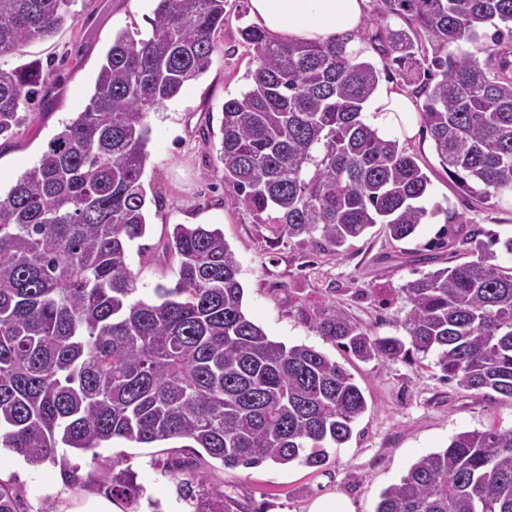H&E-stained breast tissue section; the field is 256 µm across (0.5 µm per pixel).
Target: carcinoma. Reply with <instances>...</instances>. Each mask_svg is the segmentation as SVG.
Masks as SVG:
<instances>
[{"instance_id":"carcinoma-1","label":"carcinoma","mask_w":512,"mask_h":512,"mask_svg":"<svg viewBox=\"0 0 512 512\" xmlns=\"http://www.w3.org/2000/svg\"><path fill=\"white\" fill-rule=\"evenodd\" d=\"M71 2L0 0V55L52 34ZM380 15L404 21L360 38L381 68L349 54L347 37L240 30L254 68L249 89L224 101L218 161L232 200L267 215L280 238L316 237L340 254L376 224L403 240L431 213L463 231L456 210L427 209L417 156L363 119L392 68L423 99L448 178L479 201L512 196V0H381ZM150 25L145 38L116 35L85 109L0 197V445L41 466L61 444L184 439L226 469H320L351 439L363 392L336 361L274 341L246 316L223 231L174 225V286L137 297L127 252L147 232L145 119L209 69L224 0H157ZM50 102L42 62L0 68V138L21 132V109ZM404 292L406 341L369 335L333 302L315 327L362 362L431 355L444 378L512 404V265L484 247ZM110 495L129 504L139 487L119 472ZM17 502L0 482V512ZM374 512H512V429L455 434Z\"/></svg>"}]
</instances>
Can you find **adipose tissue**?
<instances>
[{
	"label": "adipose tissue",
	"instance_id": "1",
	"mask_svg": "<svg viewBox=\"0 0 512 512\" xmlns=\"http://www.w3.org/2000/svg\"><path fill=\"white\" fill-rule=\"evenodd\" d=\"M369 0H249L253 21L271 37L293 42H325L350 35L349 50L361 48L353 35L365 21ZM368 120L384 134L396 132L413 138L420 129L418 111L411 98L395 83L378 86L369 100Z\"/></svg>",
	"mask_w": 512,
	"mask_h": 512
}]
</instances>
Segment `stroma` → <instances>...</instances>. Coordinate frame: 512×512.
<instances>
[{"label": "stroma", "instance_id": "35a3bbf8", "mask_svg": "<svg viewBox=\"0 0 512 512\" xmlns=\"http://www.w3.org/2000/svg\"><path fill=\"white\" fill-rule=\"evenodd\" d=\"M154 9L153 0H74L67 21L51 37L31 42L23 55L0 58L6 69L40 60L51 97L49 107L28 114L23 133L0 145L1 192L37 164L48 141L85 109L116 34L148 35ZM251 23L248 0H224V28L215 37L208 71L148 113L141 182L149 231L130 249L128 263L138 276L139 297L152 299L158 285L176 281V264L164 251L173 226L221 229L240 265L248 317L273 340L305 344L335 360L353 375L367 402L351 439L332 452L323 469L266 463L230 471L211 460L194 468L196 479L223 490L231 512H307L315 498L328 493L346 496L355 512H374L383 489L455 434L512 428V405L442 380L432 357L362 362L316 330V310L332 302L370 335L405 336V284L463 262L469 247L445 235L444 218L436 215L401 241L375 225L336 255L317 250L310 240L276 237L270 225L232 202L216 146L225 100L248 88L252 55L239 31ZM404 146L431 180L430 204L458 210L482 243L512 236L511 200L481 204L461 192L441 166L429 133L419 132ZM443 238L444 248L438 245ZM172 448L169 441L116 438L95 453L60 449L58 463L39 467L0 448V482L15 489L18 512H76L88 498H108L113 470H126L144 493L122 512H152L155 501L163 512H216L217 502L181 497L177 479L164 470Z\"/></svg>", "mask_w": 512, "mask_h": 512}]
</instances>
